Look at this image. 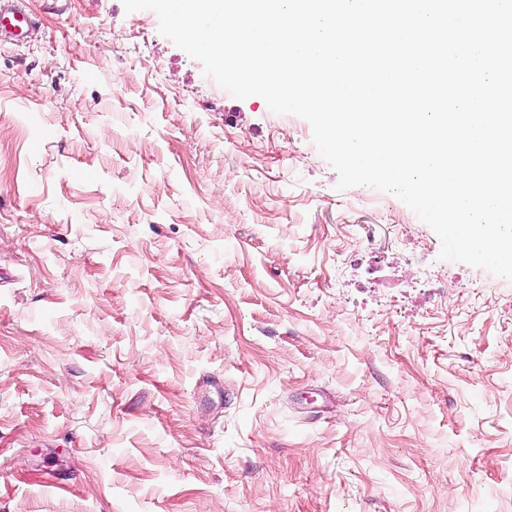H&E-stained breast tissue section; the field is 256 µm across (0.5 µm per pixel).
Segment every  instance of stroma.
<instances>
[{
    "label": "stroma",
    "instance_id": "35a3bbf8",
    "mask_svg": "<svg viewBox=\"0 0 512 512\" xmlns=\"http://www.w3.org/2000/svg\"><path fill=\"white\" fill-rule=\"evenodd\" d=\"M25 3L35 36L0 43V512H512V281L337 190L305 119L232 97L154 11Z\"/></svg>",
    "mask_w": 512,
    "mask_h": 512
}]
</instances>
